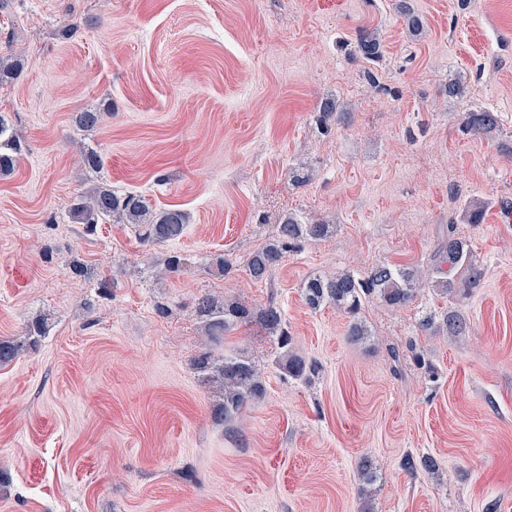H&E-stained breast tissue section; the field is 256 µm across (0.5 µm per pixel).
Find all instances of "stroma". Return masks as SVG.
Here are the masks:
<instances>
[{"instance_id":"35a3bbf8","label":"stroma","mask_w":512,"mask_h":512,"mask_svg":"<svg viewBox=\"0 0 512 512\" xmlns=\"http://www.w3.org/2000/svg\"><path fill=\"white\" fill-rule=\"evenodd\" d=\"M363 28L378 63L352 54ZM0 61L15 67L0 113L21 145L0 176V339L46 321L0 366V512H359L366 457L376 512H512V223L499 221L512 213V0H0ZM459 77L470 92L449 97ZM325 101L351 115L328 134ZM483 108L499 131L464 134ZM85 110L97 128L76 126ZM84 147L103 170L85 169ZM101 181L184 211L183 236L84 234L69 206ZM469 200L488 204L482 223L457 224L478 288L368 304L363 343L347 314L305 304L316 274L431 265ZM291 215L334 230L251 278L250 254ZM74 261L88 279L71 278ZM205 294L275 302L316 373L288 378L257 322L213 347L195 313ZM451 310L465 334L420 331L423 313ZM205 352L251 359L263 398L215 422ZM409 455L438 474L405 470Z\"/></svg>"}]
</instances>
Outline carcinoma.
<instances>
[{
  "label": "carcinoma",
  "instance_id": "obj_1",
  "mask_svg": "<svg viewBox=\"0 0 512 512\" xmlns=\"http://www.w3.org/2000/svg\"><path fill=\"white\" fill-rule=\"evenodd\" d=\"M354 52L367 63H376L383 57V47L376 34L359 31L354 40ZM347 113L336 111L332 102L322 106L317 117L321 130L328 132L332 124L344 122ZM499 118L490 110L467 112L463 116L462 129L472 136H490L497 132ZM16 147L9 126L0 116V174L13 170ZM83 165L92 170L104 168V158L94 149L81 152ZM485 204L482 201H470L464 204L463 218L468 224L481 221ZM73 221L81 224L85 232L94 231L96 224L104 219H112L122 224H134L139 228L143 242L157 244L176 239L183 233L187 224V215L178 209L163 211L153 210L144 198L135 192L117 193L112 187L101 182L87 194L74 199L70 206ZM330 225L322 223L305 224L295 216L288 217L279 227L278 239L267 243L251 254L247 269L254 279L269 276L285 260L288 251L297 243L305 240H317L328 236ZM484 276L483 268L477 261L466 240L455 234L454 222H448V235L439 248L438 257L428 274L424 275L417 267L393 266L377 263L362 275L350 271H341L334 275H314L309 277L303 288L305 303L317 310L331 305L350 315L351 321L348 337L354 342H364L369 333L365 324L358 319L362 305L369 301H379L392 307H403L417 297L420 290L431 288L436 294L446 298L480 285ZM196 313L203 323L210 340L220 343L229 330L259 322L265 330L276 337L280 352L275 363L278 367L296 378H302L314 370L304 359L294 355L290 349L291 341L285 327L280 307L273 303L255 311L238 301H226L218 306L208 295L198 299ZM420 330L429 332L444 328L451 336L463 334L468 329V322L456 311L444 315L442 321L427 313L420 319ZM23 349V343L0 339V365L13 362ZM206 380L216 387L220 394L219 402L214 406L212 416L217 422H224L260 398L264 384L256 365L241 356L224 355L218 359L210 355L199 358L197 363ZM405 467L411 471L421 469L428 474L438 470L436 460L423 456L419 461L407 458ZM377 468L369 460L362 462L359 471L361 512H372L373 502L371 486L376 481Z\"/></svg>",
  "mask_w": 512,
  "mask_h": 512
}]
</instances>
